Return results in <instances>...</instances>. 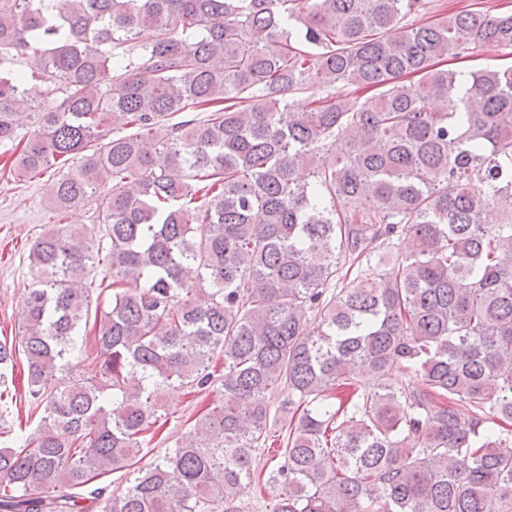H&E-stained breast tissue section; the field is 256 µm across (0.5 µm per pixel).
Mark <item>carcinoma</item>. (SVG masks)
<instances>
[{
	"instance_id": "carcinoma-1",
	"label": "carcinoma",
	"mask_w": 512,
	"mask_h": 512,
	"mask_svg": "<svg viewBox=\"0 0 512 512\" xmlns=\"http://www.w3.org/2000/svg\"><path fill=\"white\" fill-rule=\"evenodd\" d=\"M428 8L0 0V147L30 107L24 59L62 96L15 178L80 157L53 207L94 201L105 224L30 248L0 387L23 356L39 421L0 448V512H238L280 387L276 512H512V67L438 66L512 49V9L406 23ZM215 381L136 468L161 393ZM117 471L123 491L95 485Z\"/></svg>"
}]
</instances>
